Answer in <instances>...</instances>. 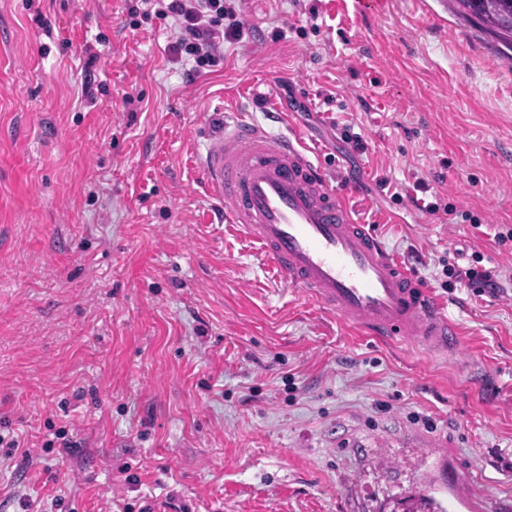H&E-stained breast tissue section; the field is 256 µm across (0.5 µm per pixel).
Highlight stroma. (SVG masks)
Here are the masks:
<instances>
[{
    "label": "stroma",
    "mask_w": 512,
    "mask_h": 512,
    "mask_svg": "<svg viewBox=\"0 0 512 512\" xmlns=\"http://www.w3.org/2000/svg\"><path fill=\"white\" fill-rule=\"evenodd\" d=\"M136 2L0 0V512H512V60L448 0H234L191 77ZM269 111L454 355L360 335L219 223L206 149ZM477 262L496 294L447 282Z\"/></svg>",
    "instance_id": "stroma-1"
}]
</instances>
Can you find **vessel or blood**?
<instances>
[{"mask_svg": "<svg viewBox=\"0 0 512 512\" xmlns=\"http://www.w3.org/2000/svg\"><path fill=\"white\" fill-rule=\"evenodd\" d=\"M203 164L225 223L326 310L378 341L459 348L441 302L355 220L299 133L276 137L242 121L214 139Z\"/></svg>", "mask_w": 512, "mask_h": 512, "instance_id": "1", "label": "vessel or blood"}]
</instances>
